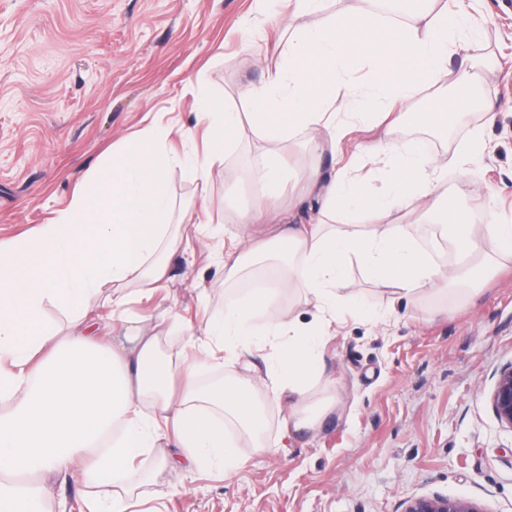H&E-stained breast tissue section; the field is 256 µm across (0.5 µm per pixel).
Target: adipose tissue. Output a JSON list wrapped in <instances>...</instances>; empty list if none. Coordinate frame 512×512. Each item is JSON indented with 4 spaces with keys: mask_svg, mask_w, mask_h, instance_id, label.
<instances>
[{
    "mask_svg": "<svg viewBox=\"0 0 512 512\" xmlns=\"http://www.w3.org/2000/svg\"><path fill=\"white\" fill-rule=\"evenodd\" d=\"M477 43L466 9L430 4L399 19L379 9L378 0H359L351 16L297 29L278 64L240 91L241 99L261 102L262 111L208 113L210 149L180 162L194 179L206 180L242 123H249L263 146L254 167L253 208L239 221L257 223L276 206L288 178L282 143L334 154L344 125L408 107L421 89L479 88L490 67L476 54ZM457 54L463 61L454 69ZM339 96L340 114L332 110ZM161 142L160 132L145 131L83 179L49 223L0 243V512H46L41 477L75 470L99 490L88 512H134L153 478L143 457L156 448L162 451L157 469L229 473L232 436L255 440L263 432L264 393L286 404L282 428L315 427L335 408L330 400L307 403L324 377L325 339L340 308L363 312L362 290L348 274L352 264L362 266L369 282L415 305L441 286L474 281L512 260V225L470 223L449 204L437 159L418 143L388 137L379 144L388 176L383 186L344 168L327 178L311 166L309 184L321 201L314 220L299 222L291 211L273 237L224 246L225 282L264 261L274 279L228 300L203 335L190 337L210 368L228 361L242 368L232 379L201 384L199 365L183 351L162 350L151 330L139 327L115 340L100 333L102 313L117 315L133 287L161 282L177 247ZM395 206L437 225L464 267L443 270L401 225L385 223ZM351 214L367 219L365 230L345 223ZM287 291L313 299L318 320L302 325L281 312ZM50 306L82 333L51 324ZM261 335L270 339L265 355L256 348Z\"/></svg>",
    "mask_w": 512,
    "mask_h": 512,
    "instance_id": "1",
    "label": "adipose tissue"
}]
</instances>
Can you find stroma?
<instances>
[{
  "label": "stroma",
  "instance_id": "1",
  "mask_svg": "<svg viewBox=\"0 0 512 512\" xmlns=\"http://www.w3.org/2000/svg\"><path fill=\"white\" fill-rule=\"evenodd\" d=\"M470 2L492 72L465 94L461 119L429 153L454 155L479 134L491 147L483 163L466 175L448 167L442 181L472 223L512 224V0ZM356 8V0H326L321 13L295 20L288 0H0V240L68 207L79 178L144 128L167 129L176 153L204 151L198 91L216 110L235 103L256 111L237 90L275 67L284 30ZM487 102L497 112L492 124ZM379 135L349 127L343 149L359 174H380L379 160L364 153ZM256 141L242 127L204 183L178 165L166 170L180 242L165 279L133 294L128 314L158 327L169 346L242 293L224 288L214 244L252 233L235 221L252 194L241 185L225 198L224 169L247 174ZM282 154L293 174L280 207L313 215L319 200L304 175L309 156L292 142ZM349 275L373 317L344 318L326 339L335 410L282 448L288 410L266 400L268 451L242 436L229 474L158 473L148 492L164 512H404L422 495L512 512V429L489 401L500 369L512 363V264L475 289L417 306L365 281L359 265ZM44 487L49 512H86L91 489L79 474L46 477Z\"/></svg>",
  "mask_w": 512,
  "mask_h": 512
}]
</instances>
